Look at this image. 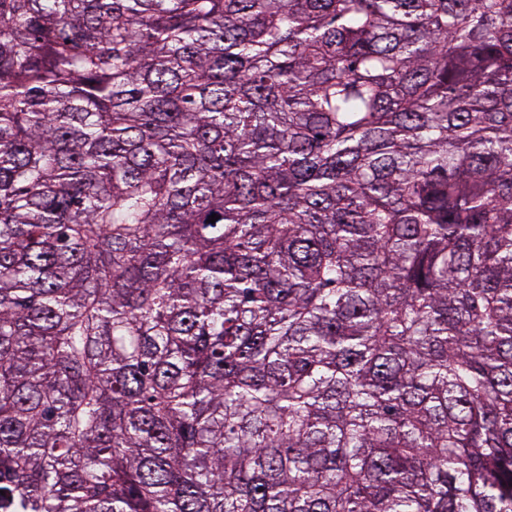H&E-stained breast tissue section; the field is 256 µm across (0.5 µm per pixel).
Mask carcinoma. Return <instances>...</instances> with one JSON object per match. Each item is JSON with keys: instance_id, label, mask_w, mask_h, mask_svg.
I'll list each match as a JSON object with an SVG mask.
<instances>
[{"instance_id": "carcinoma-1", "label": "carcinoma", "mask_w": 512, "mask_h": 512, "mask_svg": "<svg viewBox=\"0 0 512 512\" xmlns=\"http://www.w3.org/2000/svg\"><path fill=\"white\" fill-rule=\"evenodd\" d=\"M1 490L512 512V0H0Z\"/></svg>"}]
</instances>
